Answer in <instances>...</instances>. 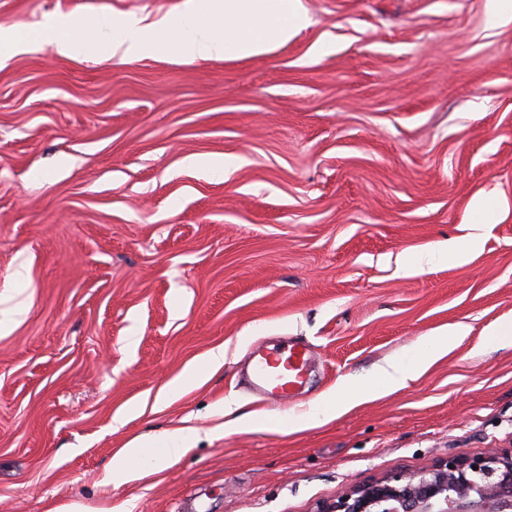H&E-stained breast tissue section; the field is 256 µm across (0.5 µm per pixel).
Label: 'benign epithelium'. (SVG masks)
I'll list each match as a JSON object with an SVG mask.
<instances>
[{
  "mask_svg": "<svg viewBox=\"0 0 512 512\" xmlns=\"http://www.w3.org/2000/svg\"><path fill=\"white\" fill-rule=\"evenodd\" d=\"M317 512H512V448L458 452L354 486Z\"/></svg>",
  "mask_w": 512,
  "mask_h": 512,
  "instance_id": "benign-epithelium-1",
  "label": "benign epithelium"
}]
</instances>
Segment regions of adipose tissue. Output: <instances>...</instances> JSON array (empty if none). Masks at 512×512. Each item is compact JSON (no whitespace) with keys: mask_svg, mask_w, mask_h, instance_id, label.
Instances as JSON below:
<instances>
[{"mask_svg":"<svg viewBox=\"0 0 512 512\" xmlns=\"http://www.w3.org/2000/svg\"><path fill=\"white\" fill-rule=\"evenodd\" d=\"M468 328L455 324L436 331L420 340V349L410 360L399 358L378 367L373 381L359 386L352 381H343L329 395L322 397L310 412L294 422L295 429L318 427L336 415L346 412L357 400L376 398L386 392L407 387L409 381L417 378L432 362L447 355L458 337L467 335ZM193 429L178 428L157 435H138L131 438L112 458L111 478L113 483L122 484L150 476L148 460L157 457L154 445L163 448L161 457L165 464H172L184 455L191 444Z\"/></svg>","mask_w":512,"mask_h":512,"instance_id":"obj_1","label":"adipose tissue"}]
</instances>
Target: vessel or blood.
<instances>
[{"label": "vessel or blood", "instance_id": "b4317fda", "mask_svg": "<svg viewBox=\"0 0 512 512\" xmlns=\"http://www.w3.org/2000/svg\"><path fill=\"white\" fill-rule=\"evenodd\" d=\"M252 376L260 395L266 399L288 400L308 388V350L298 342L254 346L251 352Z\"/></svg>", "mask_w": 512, "mask_h": 512}]
</instances>
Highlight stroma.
<instances>
[{
    "mask_svg": "<svg viewBox=\"0 0 512 512\" xmlns=\"http://www.w3.org/2000/svg\"><path fill=\"white\" fill-rule=\"evenodd\" d=\"M301 2L288 44L189 62L62 59L41 35L77 8L155 20L185 0H0V512H317L512 446V340L485 336L512 321V21L489 23L495 0ZM215 154L224 177L184 166ZM485 194L496 217L464 260L403 272L465 239ZM457 323L406 388L289 426ZM287 337L308 395H253L239 366ZM218 346L220 371L164 394ZM230 395L264 427L223 430ZM185 425L172 466L107 482L129 439Z\"/></svg>",
    "mask_w": 512,
    "mask_h": 512,
    "instance_id": "1",
    "label": "stroma"
}]
</instances>
